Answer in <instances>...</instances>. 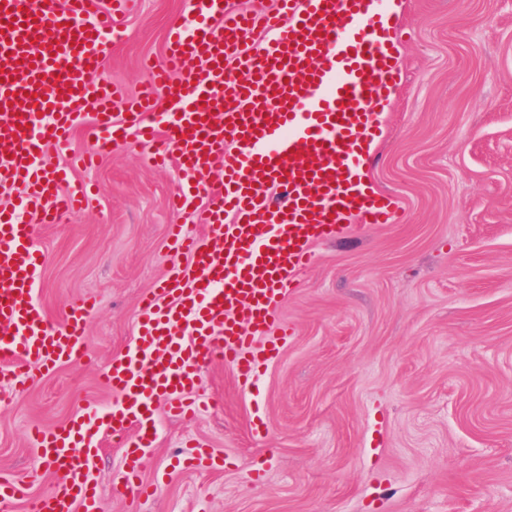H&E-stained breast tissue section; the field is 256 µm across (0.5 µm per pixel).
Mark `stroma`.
Listing matches in <instances>:
<instances>
[{"label":"stroma","mask_w":512,"mask_h":512,"mask_svg":"<svg viewBox=\"0 0 512 512\" xmlns=\"http://www.w3.org/2000/svg\"><path fill=\"white\" fill-rule=\"evenodd\" d=\"M394 4L400 80L369 175L400 200L405 223L315 246L283 309L293 334L248 392L215 364L199 380L211 402L200 419L156 404L143 474L154 496L133 508L113 495L121 455L101 437L88 471L98 512H512V0ZM190 19L189 0H129L109 81L135 95L144 63L162 60ZM150 150L71 167L92 205L58 224L29 217L49 324L85 297L99 305L84 361L22 391L0 381V475L28 494L0 512H28V498L53 491L29 428L112 406L102 374L175 261L167 227L190 218L169 208L175 169L143 166ZM192 441L220 466L178 465Z\"/></svg>","instance_id":"stroma-1"}]
</instances>
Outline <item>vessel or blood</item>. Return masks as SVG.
I'll return each mask as SVG.
<instances>
[{
    "label": "vessel or blood",
    "mask_w": 512,
    "mask_h": 512,
    "mask_svg": "<svg viewBox=\"0 0 512 512\" xmlns=\"http://www.w3.org/2000/svg\"><path fill=\"white\" fill-rule=\"evenodd\" d=\"M126 4L48 0L37 9L32 0H0V184L21 191L17 206L0 210V375L10 388L88 351L93 299L72 307L62 328L48 326L35 298L39 224L20 218L31 210L54 224L88 206L86 186L42 159L47 144H67L87 108L97 121L81 164L113 146L150 144L149 162L174 166L183 180L173 209L210 230L201 237L170 225L175 254L191 263L172 268L161 296L143 298L134 345L105 374L118 403L33 430L59 476L34 512H96L86 464L107 431L123 456L114 494L133 502L154 495L141 475L156 402L171 417L197 418L207 409L198 376L218 362L249 389L291 334L282 310L313 244L352 224L403 220L396 199L364 171L400 75L388 37L395 19L380 0H275L249 10L239 0H194V25L171 35L164 64L150 66L132 101L103 76L107 37ZM161 99L169 104L162 114ZM217 162L219 185L210 178Z\"/></svg>",
    "instance_id": "b4317fda"
}]
</instances>
